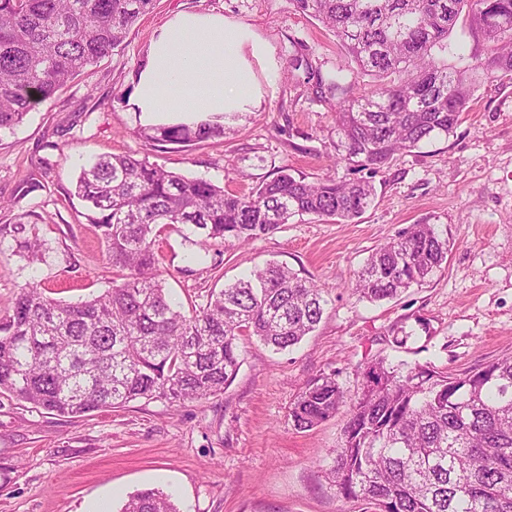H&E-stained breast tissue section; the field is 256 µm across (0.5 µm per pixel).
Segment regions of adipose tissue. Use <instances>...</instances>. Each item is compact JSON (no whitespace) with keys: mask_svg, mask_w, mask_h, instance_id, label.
Returning a JSON list of instances; mask_svg holds the SVG:
<instances>
[{"mask_svg":"<svg viewBox=\"0 0 512 512\" xmlns=\"http://www.w3.org/2000/svg\"><path fill=\"white\" fill-rule=\"evenodd\" d=\"M265 44L219 13L183 12L145 51L129 97L141 124H179L246 112L258 101L250 58Z\"/></svg>","mask_w":512,"mask_h":512,"instance_id":"adipose-tissue-1","label":"adipose tissue"}]
</instances>
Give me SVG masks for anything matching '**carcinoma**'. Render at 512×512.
Returning a JSON list of instances; mask_svg holds the SVG:
<instances>
[{"label":"carcinoma","mask_w":512,"mask_h":512,"mask_svg":"<svg viewBox=\"0 0 512 512\" xmlns=\"http://www.w3.org/2000/svg\"><path fill=\"white\" fill-rule=\"evenodd\" d=\"M346 44L349 71L374 83L306 67L315 93L335 102L336 156L368 177L308 181L290 169L245 194L188 178L131 155L83 168L76 193L86 203L112 266V288L90 300L21 288L0 319V393L61 416H81L144 400L178 405L224 393L240 368L238 342L257 337L285 351L313 332L327 305L323 290L283 264L267 263L191 311L160 278L157 233L182 224L220 242L246 244L298 217L351 222L375 196L371 178L394 156L446 137L478 88L512 75V0H291ZM153 0H0V133L122 46ZM468 11L487 58L448 65V37ZM152 146L187 148L224 136L210 121L138 127ZM448 232L413 224L375 248L353 292L394 299L447 263ZM350 394L334 374L310 380L288 408L308 431L344 414L328 475L339 498L368 512H512V355L463 374L430 363L376 358L357 366ZM120 512H179L158 489L129 496Z\"/></svg>","instance_id":"carcinoma-1"}]
</instances>
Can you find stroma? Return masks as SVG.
<instances>
[{"label": "stroma", "instance_id": "35a3bbf8", "mask_svg": "<svg viewBox=\"0 0 512 512\" xmlns=\"http://www.w3.org/2000/svg\"><path fill=\"white\" fill-rule=\"evenodd\" d=\"M182 11L221 13L269 53L251 62L260 102L226 117L224 137L161 149L136 135L128 99L149 43ZM300 57L325 73L348 61L336 35L291 0H155L119 49L0 133V316L28 283L65 302L111 288L117 272L75 194L95 156L130 155L240 194L284 167L309 181L331 168L355 179L332 163V110L296 67ZM28 178L37 190L27 191ZM374 185V202L354 221L307 216L243 245L166 228L160 268L184 309L274 261L322 288L321 323L280 353L243 338L223 394L179 406L133 402L62 417L0 393V512H92L101 501L119 512L148 488L171 494L180 512H364L327 477L343 416L301 431L288 408L323 372L355 393L358 365L377 357L459 374L512 354V78L480 87L454 134L396 155ZM29 212L38 222L18 223ZM413 224L447 231L445 269L395 299H358L351 287L366 258Z\"/></svg>", "mask_w": 512, "mask_h": 512}]
</instances>
